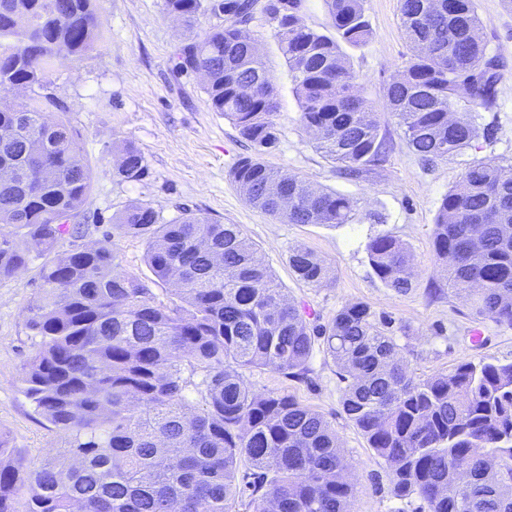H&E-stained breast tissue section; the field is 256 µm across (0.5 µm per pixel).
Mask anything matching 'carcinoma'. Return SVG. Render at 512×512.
Wrapping results in <instances>:
<instances>
[{
  "label": "carcinoma",
  "mask_w": 512,
  "mask_h": 512,
  "mask_svg": "<svg viewBox=\"0 0 512 512\" xmlns=\"http://www.w3.org/2000/svg\"><path fill=\"white\" fill-rule=\"evenodd\" d=\"M336 35L302 24V0H164L188 28L224 14L182 45L176 68L202 69L210 107L233 122L255 153L232 182L253 208L287 224H349L353 201L269 166L278 143L273 76L247 26L268 17L286 57L301 121L346 179L386 160L377 113L350 89L358 76L341 44L372 35L363 0H325ZM416 51L386 88L389 112L427 165L489 140L473 112L496 103L500 75L487 52L474 0H400ZM95 0H0V91L31 95L0 110V280L39 257V293L25 309L34 352L22 391L65 437V450L31 467L0 439V512H350L354 485L336 429L287 394H259L245 369L311 381L315 344L341 370L342 412L390 466L393 494L421 512H512V361H461L414 378L387 322L364 302L326 325L307 320L239 224L185 212L159 222L145 203L115 223L147 239L160 299L118 272L109 236L58 253L85 233L81 207L92 173L66 108L47 93L56 61L80 60L101 37ZM140 150L124 143L112 171L138 182ZM445 285L474 315L512 327V164L468 166L442 199L433 229ZM376 277L396 293L413 288L410 250L390 234L367 244ZM295 275L329 279L304 246L289 252Z\"/></svg>",
  "instance_id": "carcinoma-1"
}]
</instances>
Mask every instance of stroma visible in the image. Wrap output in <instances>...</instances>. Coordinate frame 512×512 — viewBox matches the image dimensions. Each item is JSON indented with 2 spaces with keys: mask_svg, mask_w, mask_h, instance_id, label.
<instances>
[{
  "mask_svg": "<svg viewBox=\"0 0 512 512\" xmlns=\"http://www.w3.org/2000/svg\"><path fill=\"white\" fill-rule=\"evenodd\" d=\"M475 3L488 51L501 63L497 103L481 115L482 123L493 124L498 133L452 160L427 165L412 153L386 107L385 87L413 53L401 25L399 0H364L373 36L365 45L344 46L343 52L392 149L375 174L360 180L339 177L333 161L316 149L301 122L287 60L264 14H256L249 24L276 89L272 120L279 141L264 159L315 187L352 199L353 221L336 226L287 224L248 205L229 172L253 147L222 113L211 110L202 79L176 70L174 55L186 35L183 24L166 14L163 0H98L102 39L80 62L59 59L49 76L48 90L66 104L93 173V188L82 207L86 235L65 240L62 250L111 233L118 271L150 283L154 276L144 261V240L117 233L113 216L134 202L151 206L165 223L191 212L240 225L289 298L309 305L322 323H329L345 304L367 303L386 319L389 335L415 374L446 371L462 360H511L512 328L473 318L462 297L432 293L441 280L433 228L442 198L473 161L512 163V0ZM127 140L135 142L148 166L139 182L112 174L114 149ZM381 232L398 237L410 250L415 285L406 294L386 288L368 263L367 244ZM298 245L326 262L327 283L314 287L295 276L288 255ZM38 289L33 265L0 281V438L31 465L63 447L59 433L34 413L20 381L22 366L34 351L25 309ZM311 366L309 384L269 368L245 371L244 377L256 392L292 395L331 421L354 484L351 512H419L418 499L393 495L387 465L342 414L343 384L336 364L318 347Z\"/></svg>",
  "mask_w": 512,
  "mask_h": 512,
  "instance_id": "obj_1",
  "label": "stroma"
}]
</instances>
